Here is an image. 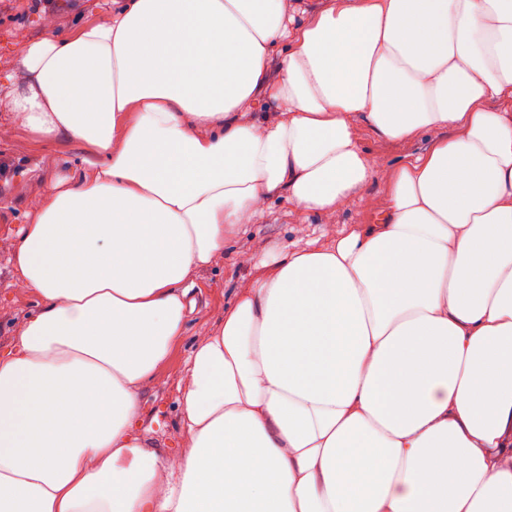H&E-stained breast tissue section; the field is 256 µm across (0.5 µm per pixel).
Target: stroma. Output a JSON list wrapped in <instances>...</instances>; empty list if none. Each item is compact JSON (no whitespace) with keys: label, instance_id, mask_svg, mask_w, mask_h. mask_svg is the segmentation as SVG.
Masks as SVG:
<instances>
[{"label":"stroma","instance_id":"obj_1","mask_svg":"<svg viewBox=\"0 0 512 512\" xmlns=\"http://www.w3.org/2000/svg\"><path fill=\"white\" fill-rule=\"evenodd\" d=\"M105 0H0V98L18 84L23 75L20 58L25 48L43 37L47 29L64 36L83 22L97 19ZM16 112L0 108V128L10 135L0 139V240L9 241L14 231L28 223L46 189L64 175H75L88 153L78 141L58 138L44 142L22 128ZM356 135L364 150L378 162V170L346 204L332 213L300 210L278 193L262 206L245 233L226 242L224 257L201 271L191 291L196 311L175 345L165 374L141 397L139 431L156 447L179 453L182 446L179 381L192 346L214 330L224 308L257 276L255 268L240 264L243 252L278 257L289 250L321 239L324 231L347 224L374 223L385 207L392 172L397 164L414 159L433 139L424 134L412 141H388L365 123H357ZM31 296L22 294L5 251H0V351L4 350L24 316L34 310Z\"/></svg>","mask_w":512,"mask_h":512}]
</instances>
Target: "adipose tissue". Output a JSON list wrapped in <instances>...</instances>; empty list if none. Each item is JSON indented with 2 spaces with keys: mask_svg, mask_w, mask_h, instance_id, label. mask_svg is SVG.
Returning a JSON list of instances; mask_svg holds the SVG:
<instances>
[{
  "mask_svg": "<svg viewBox=\"0 0 512 512\" xmlns=\"http://www.w3.org/2000/svg\"><path fill=\"white\" fill-rule=\"evenodd\" d=\"M290 7L123 0L25 49L11 108L91 156L9 244L37 308L0 354V512H512V0ZM360 120L450 134L378 223L256 262L153 447L197 273L273 194L351 199Z\"/></svg>",
  "mask_w": 512,
  "mask_h": 512,
  "instance_id": "1",
  "label": "adipose tissue"
}]
</instances>
